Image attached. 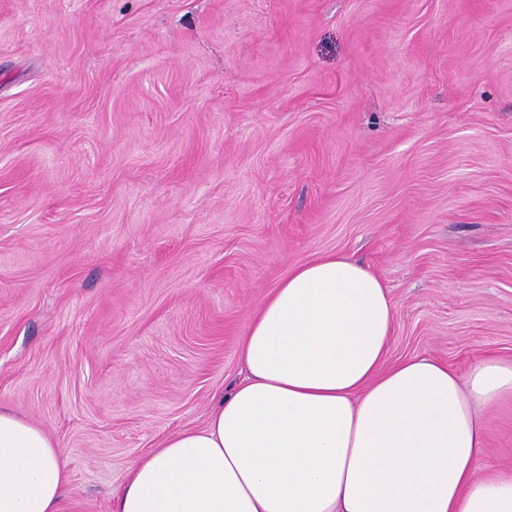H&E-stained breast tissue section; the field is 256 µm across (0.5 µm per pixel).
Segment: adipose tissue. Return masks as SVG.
<instances>
[{"mask_svg":"<svg viewBox=\"0 0 512 512\" xmlns=\"http://www.w3.org/2000/svg\"><path fill=\"white\" fill-rule=\"evenodd\" d=\"M393 320L349 257L292 269L241 340L244 380L132 460L115 512H512V470L476 474L512 361L387 363ZM69 482L53 438L0 406V512H61Z\"/></svg>","mask_w":512,"mask_h":512,"instance_id":"1","label":"adipose tissue"}]
</instances>
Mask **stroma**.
I'll list each match as a JSON object with an SVG mask.
<instances>
[{
    "mask_svg": "<svg viewBox=\"0 0 512 512\" xmlns=\"http://www.w3.org/2000/svg\"><path fill=\"white\" fill-rule=\"evenodd\" d=\"M349 256L387 360L512 359V0H0V405L114 512L267 295ZM478 475L512 469V398Z\"/></svg>",
    "mask_w": 512,
    "mask_h": 512,
    "instance_id": "1",
    "label": "stroma"
}]
</instances>
